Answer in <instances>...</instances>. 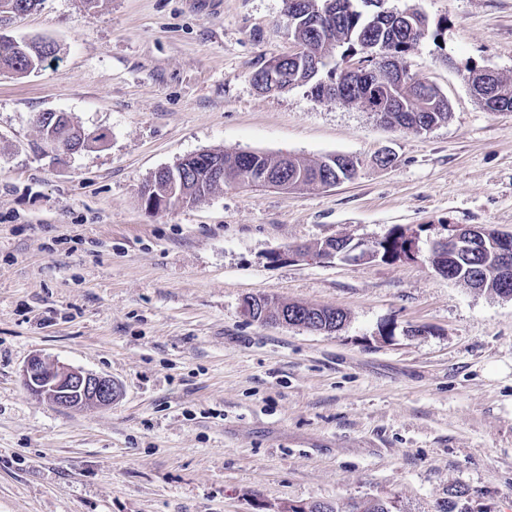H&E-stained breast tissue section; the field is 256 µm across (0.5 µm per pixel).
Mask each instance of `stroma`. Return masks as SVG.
Returning <instances> with one entry per match:
<instances>
[{
  "mask_svg": "<svg viewBox=\"0 0 512 512\" xmlns=\"http://www.w3.org/2000/svg\"><path fill=\"white\" fill-rule=\"evenodd\" d=\"M432 37L410 74L447 123L394 131L309 87L251 76L294 42L284 0H43L0 33L56 59L0 75V512H286L396 501L512 512V297L437 273L449 225L512 232V112L467 77L512 84V0H388ZM104 143L44 154L39 113ZM208 150L357 158L333 188L250 190L147 209L158 169ZM392 153V166L376 162ZM419 233L400 260L301 246ZM249 296L342 310L341 329L260 324ZM102 374L107 407L29 390L32 355Z\"/></svg>",
  "mask_w": 512,
  "mask_h": 512,
  "instance_id": "obj_1",
  "label": "stroma"
}]
</instances>
